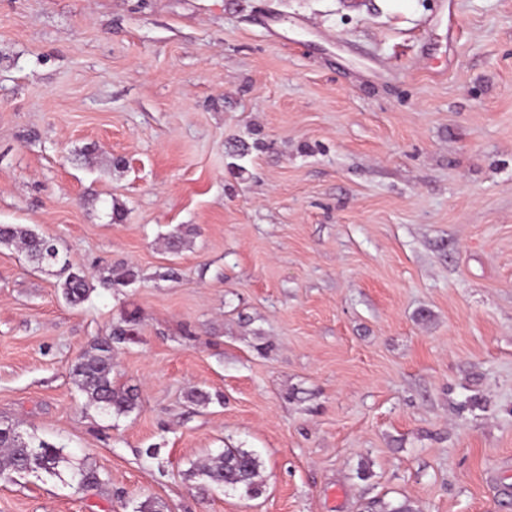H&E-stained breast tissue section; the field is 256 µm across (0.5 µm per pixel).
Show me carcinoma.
Returning a JSON list of instances; mask_svg holds the SVG:
<instances>
[{"mask_svg":"<svg viewBox=\"0 0 512 512\" xmlns=\"http://www.w3.org/2000/svg\"><path fill=\"white\" fill-rule=\"evenodd\" d=\"M2 245L18 247L30 261L54 251V257L35 267L60 266V273L65 275L62 293L68 303L77 305L88 297L91 286L87 276L73 268L52 240L22 225L0 224ZM72 375L78 388L101 410L122 415L135 408L136 395L132 390H120L112 384V342L94 345L74 364ZM63 461L61 449L32 436L26 438L18 425L0 421V473L42 470L56 475ZM196 471L211 486L241 489L247 495L258 494L262 484L258 457L242 448H226L211 455Z\"/></svg>","mask_w":512,"mask_h":512,"instance_id":"cac0c4a2","label":"carcinoma"}]
</instances>
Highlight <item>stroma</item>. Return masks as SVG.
Listing matches in <instances>:
<instances>
[{
	"label": "stroma",
	"mask_w": 512,
	"mask_h": 512,
	"mask_svg": "<svg viewBox=\"0 0 512 512\" xmlns=\"http://www.w3.org/2000/svg\"><path fill=\"white\" fill-rule=\"evenodd\" d=\"M0 224V512H512V0H0ZM2 245L18 247L31 263L41 255H48L50 249H53V258L36 262L34 266L37 269H43L44 265L60 266V274L65 275L61 284L62 293L69 304H80L88 297L91 286L87 276L83 271L73 268L52 240L22 225L0 224V246ZM72 375L78 388L101 410L122 415L135 408L137 397L132 390H120L112 384V338L80 357ZM62 450L32 436L25 438L18 425L0 421V473L37 472L58 474ZM260 467L258 457L251 451L226 448L209 456L195 470L211 486L242 489L247 495H257L262 484Z\"/></svg>",
	"instance_id": "35a3bbf8"
}]
</instances>
